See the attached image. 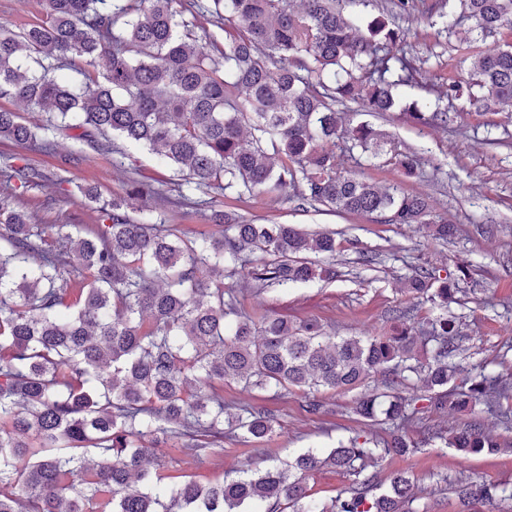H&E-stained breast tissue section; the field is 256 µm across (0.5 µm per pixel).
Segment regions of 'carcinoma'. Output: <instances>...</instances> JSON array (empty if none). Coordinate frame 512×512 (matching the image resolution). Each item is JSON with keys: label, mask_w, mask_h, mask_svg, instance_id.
I'll return each instance as SVG.
<instances>
[{"label": "carcinoma", "mask_w": 512, "mask_h": 512, "mask_svg": "<svg viewBox=\"0 0 512 512\" xmlns=\"http://www.w3.org/2000/svg\"><path fill=\"white\" fill-rule=\"evenodd\" d=\"M455 24L472 58L445 92L463 110L512 106V0H457ZM45 0L44 17L14 30L0 22V100L47 114L32 126L0 106V142L52 145L56 135L94 154L112 139L159 155L195 184L237 198L286 195L377 224H424L436 241L460 232L433 218L427 196L382 187L336 167V149L375 158L385 137L368 122L345 124L336 107L400 110L418 126L449 125L455 112L420 109L404 89L417 69L400 46L414 0ZM234 22L224 42L202 44L198 18ZM404 175L412 152L394 155ZM43 175L3 171L28 188ZM96 205V224H33L0 198V512H415L413 483L394 471L376 495L369 464L416 451L407 430L426 401L465 413L451 435L430 439L469 456L512 452L484 428V416L512 432V378L455 361L466 340L448 303L466 277L419 268L401 288L441 310L389 336H334L313 318L298 324L250 313L224 287V262L250 266L258 288L336 279V238L291 224H250L213 211L211 231L187 241L166 224L128 214L150 185L131 177L126 195ZM320 256L312 260L309 255ZM408 372L424 393L406 391ZM382 389L358 399L361 421L388 438L350 439L327 453L255 468L202 484L178 480L163 458L206 460L224 451V426L244 442L272 435L263 407L224 402V383L253 389L306 388L305 410L324 411L315 392L366 381ZM333 467L352 477L332 508L313 500L309 473ZM458 512L512 501V488L458 479Z\"/></svg>", "instance_id": "carcinoma-1"}]
</instances>
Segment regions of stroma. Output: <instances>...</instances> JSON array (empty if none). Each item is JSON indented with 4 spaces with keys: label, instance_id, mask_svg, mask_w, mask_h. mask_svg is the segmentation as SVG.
<instances>
[{
    "label": "stroma",
    "instance_id": "35a3bbf8",
    "mask_svg": "<svg viewBox=\"0 0 512 512\" xmlns=\"http://www.w3.org/2000/svg\"><path fill=\"white\" fill-rule=\"evenodd\" d=\"M456 10L455 0H445L432 13H414L405 23L407 47L418 70L417 84L408 94L431 111L438 106L437 88L449 77L466 76L470 67L459 46L460 29L448 27V16ZM349 120L354 124L370 121L389 135L396 150L419 152L423 174L409 178L387 157L372 164L345 152L336 157L339 169L427 195L434 214L462 225V237L441 245L422 224H376L361 216L317 211L283 196L241 201L230 191L186 183L156 155L125 142L119 154L99 155L90 162L85 161L78 142L65 136L55 138L47 150L0 143V161L7 159L14 166L31 167L44 174L41 185L20 198L36 224H60L74 218L92 223L94 212L81 202L78 185L92 182L101 196L109 199L123 195L132 176L163 189L164 195L134 203L131 216L176 227L188 240L208 230L209 216L215 209L241 215L254 224H293L310 233H335L339 272L335 281L254 289L246 298L248 307L293 323L319 319L339 336L387 335L394 310L411 305L417 307L420 316H435L437 310L431 303H412L399 288V279L418 266L452 272L459 265H467L469 277L461 285L457 302L448 307L449 315L459 318L469 336L466 360L490 372H512V107L483 116L462 115L464 132L460 135L436 126H414L395 113L368 118L354 112ZM183 194L197 200V207L179 205ZM47 197L55 201L49 212L40 207ZM366 249L378 253L374 268L363 266L359 260ZM358 393L321 392L327 410L311 415L303 409L305 394L301 390L251 391L239 383L225 384V399L240 406H262L274 414L271 439L253 445L228 432L219 457L199 463L176 453L170 456L168 468L206 483L236 476L242 469L288 462L310 450L324 453L353 437H384V430L362 424L354 414ZM461 421L458 414L432 410L421 414L409 432L416 453L372 467L378 491L387 489L392 471L404 470L415 484L416 512H458L457 501L448 491L449 482L458 477L512 487V455L464 456L443 447L440 441L428 440V429L447 431Z\"/></svg>",
    "mask_w": 512,
    "mask_h": 512
}]
</instances>
